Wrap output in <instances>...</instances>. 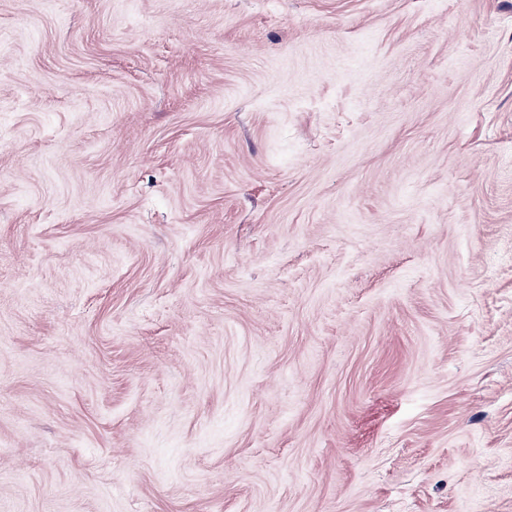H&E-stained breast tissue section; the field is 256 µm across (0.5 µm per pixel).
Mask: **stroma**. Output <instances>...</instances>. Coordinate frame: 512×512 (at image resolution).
Instances as JSON below:
<instances>
[{
  "label": "stroma",
  "mask_w": 512,
  "mask_h": 512,
  "mask_svg": "<svg viewBox=\"0 0 512 512\" xmlns=\"http://www.w3.org/2000/svg\"><path fill=\"white\" fill-rule=\"evenodd\" d=\"M0 512H512V0H0Z\"/></svg>",
  "instance_id": "35a3bbf8"
}]
</instances>
